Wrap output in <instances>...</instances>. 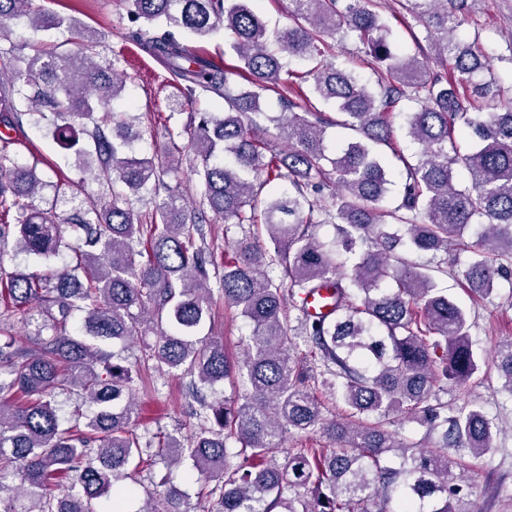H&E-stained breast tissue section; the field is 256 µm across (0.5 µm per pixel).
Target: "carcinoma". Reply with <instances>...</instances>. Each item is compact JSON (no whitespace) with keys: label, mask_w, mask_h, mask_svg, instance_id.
Segmentation results:
<instances>
[{"label":"carcinoma","mask_w":512,"mask_h":512,"mask_svg":"<svg viewBox=\"0 0 512 512\" xmlns=\"http://www.w3.org/2000/svg\"><path fill=\"white\" fill-rule=\"evenodd\" d=\"M131 41L159 61L183 106L204 94L224 100V112L192 113L181 130L168 131L173 149L191 151L203 186L191 208L164 181L171 153L137 158L117 140L128 113L109 111L125 79L93 63L86 51L31 55L0 47L14 61V81L30 89L20 105L8 96L6 126L27 116L53 128L67 146L84 135L95 158L86 172L112 187L106 205H80L61 219L33 204L46 186L37 166H20L0 139V247L9 243L49 259L63 247L74 264L53 274L0 275V477L23 474L16 496L24 512H93L105 497L120 512L135 490L127 466L144 461L135 433L132 369L101 347L138 334L149 315L155 341L147 359L160 373H187L204 424L187 443L172 436L156 442L166 466L188 459L209 512H463L465 468L448 465V449L474 457L494 450L497 429L481 407L448 411L436 390L463 384L480 371L466 309L442 293L436 277L456 267L475 294L486 297L512 279V97L484 78L487 55L459 35L467 0H404L423 27L412 55L389 40L375 0H290L291 23L269 31L250 0H125ZM30 0H0V43L11 41L8 21ZM168 29L154 32L160 24ZM43 30L71 27L56 13L32 12ZM202 40L224 28V53L237 63L201 53L171 28ZM352 36L383 75L379 90L326 59L329 41ZM440 64L433 70L428 53ZM292 60L307 69L294 74ZM295 77L335 106L320 112L302 98H279L270 115L262 94ZM466 91L461 92L458 86ZM479 101L491 102L485 112ZM402 102L405 135L417 146L403 165L398 204L383 203L391 171L376 147L392 145L391 115ZM341 127L355 138L328 156L326 130ZM468 129L477 145L456 149ZM185 137L179 146L176 139ZM465 172L468 185L456 176ZM336 187V209L317 204L320 185ZM165 192L141 214L130 196L145 188ZM265 229L267 241L241 242L224 259L218 291L250 324L243 354L231 359L224 345L201 335L210 318L212 288L206 256L208 225ZM332 224L327 243L314 233ZM476 231L464 264L448 259L450 247ZM409 252L443 253L434 266L418 265ZM333 288L334 307L311 316L305 301ZM302 312L311 353L335 379V394L349 408L329 419L314 375L290 353L287 306ZM85 334L68 330L74 313ZM40 319L31 346L12 334L13 319ZM503 388L512 394V341L496 352ZM218 383L234 396L209 400ZM59 393L90 408L77 409L67 425L55 405ZM400 417L439 434L428 450L398 440L387 425ZM291 434L320 435L323 448H295L279 459ZM391 454L403 459L386 464ZM159 499L142 512H190L184 493L162 478Z\"/></svg>","instance_id":"obj_1"}]
</instances>
